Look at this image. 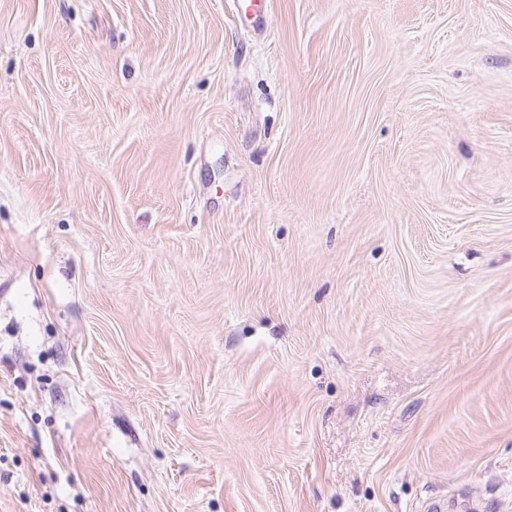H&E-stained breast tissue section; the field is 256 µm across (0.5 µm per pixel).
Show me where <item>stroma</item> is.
<instances>
[{
	"instance_id": "stroma-1",
	"label": "stroma",
	"mask_w": 512,
	"mask_h": 512,
	"mask_svg": "<svg viewBox=\"0 0 512 512\" xmlns=\"http://www.w3.org/2000/svg\"><path fill=\"white\" fill-rule=\"evenodd\" d=\"M0 0V512H512V0Z\"/></svg>"
}]
</instances>
